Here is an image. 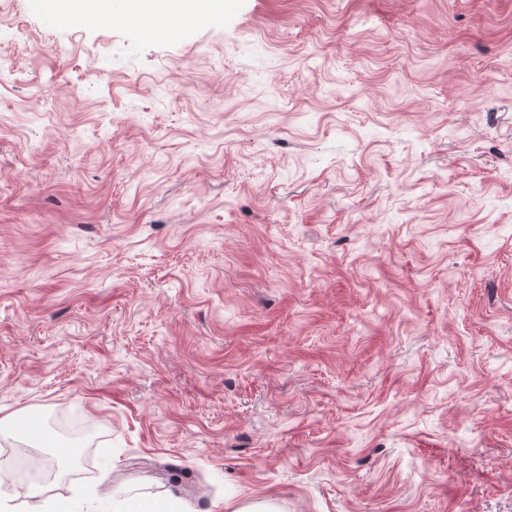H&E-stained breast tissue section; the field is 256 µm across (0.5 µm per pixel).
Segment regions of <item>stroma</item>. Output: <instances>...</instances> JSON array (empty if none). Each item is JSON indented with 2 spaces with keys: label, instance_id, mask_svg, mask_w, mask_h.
Here are the masks:
<instances>
[{
  "label": "stroma",
  "instance_id": "1",
  "mask_svg": "<svg viewBox=\"0 0 512 512\" xmlns=\"http://www.w3.org/2000/svg\"><path fill=\"white\" fill-rule=\"evenodd\" d=\"M0 428L81 512H512V0H0ZM42 5L56 9L58 11L69 12L75 9L83 14L79 20L86 26H94L100 22H107L112 25L115 21H120L124 25L132 24L134 28L151 34L158 38H168L176 28H186L192 26L204 25L210 22L212 0H196L197 9H195L194 0H129L127 7L132 11L141 9L140 13L132 14L124 10L122 0H40ZM169 9V10H168ZM97 10V11H96ZM151 10V11H149ZM168 10V11H167ZM96 11V12H95ZM154 11V12H152ZM167 11V12H166ZM155 12H165L163 14Z\"/></svg>",
  "mask_w": 512,
  "mask_h": 512
}]
</instances>
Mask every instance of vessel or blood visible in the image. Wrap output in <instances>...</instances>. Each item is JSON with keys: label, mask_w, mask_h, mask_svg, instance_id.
Returning <instances> with one entry per match:
<instances>
[{"label": "vessel or blood", "mask_w": 512, "mask_h": 512, "mask_svg": "<svg viewBox=\"0 0 512 512\" xmlns=\"http://www.w3.org/2000/svg\"><path fill=\"white\" fill-rule=\"evenodd\" d=\"M197 9L193 15L182 13L178 5H171L165 13L159 14L149 10L132 14L124 10L122 0H100L98 10L82 15L84 25L93 26L101 22H122L134 25L135 29L158 38H167L174 29L199 26L209 23L211 18L212 0H196Z\"/></svg>", "instance_id": "obj_1"}]
</instances>
